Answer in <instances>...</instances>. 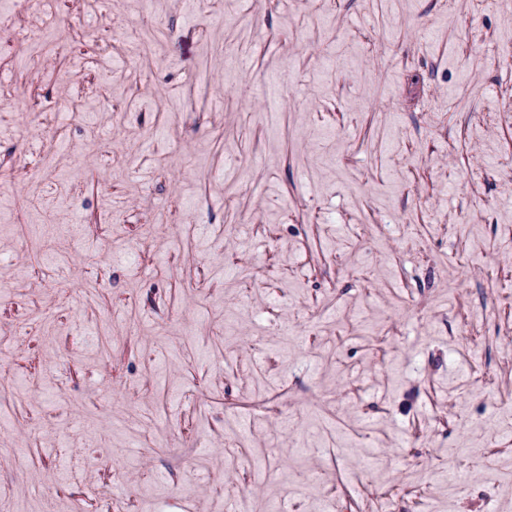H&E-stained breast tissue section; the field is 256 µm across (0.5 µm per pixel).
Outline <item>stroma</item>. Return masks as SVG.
I'll list each match as a JSON object with an SVG mask.
<instances>
[{"mask_svg": "<svg viewBox=\"0 0 512 512\" xmlns=\"http://www.w3.org/2000/svg\"><path fill=\"white\" fill-rule=\"evenodd\" d=\"M103 485L512 512V0H0V512Z\"/></svg>", "mask_w": 512, "mask_h": 512, "instance_id": "obj_1", "label": "stroma"}]
</instances>
